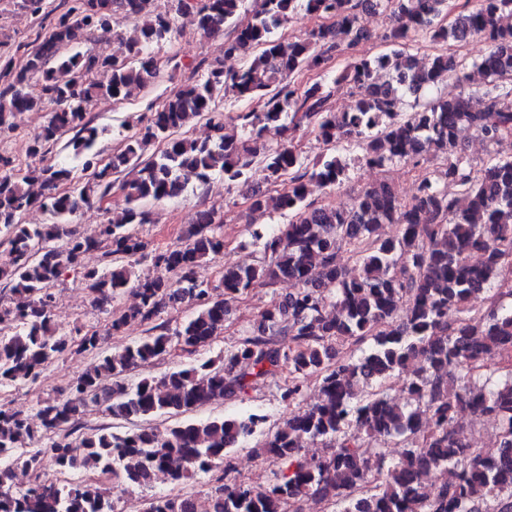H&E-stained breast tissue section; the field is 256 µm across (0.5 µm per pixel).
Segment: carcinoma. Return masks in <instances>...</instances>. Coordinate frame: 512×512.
<instances>
[{"mask_svg":"<svg viewBox=\"0 0 512 512\" xmlns=\"http://www.w3.org/2000/svg\"><path fill=\"white\" fill-rule=\"evenodd\" d=\"M36 17L31 41L1 40L22 64L8 60L0 72V136L15 129L17 114L46 113L29 154L46 157L73 133L66 147L82 170L46 163L25 169L0 154V227L13 256L0 265V388L36 380L67 353L91 351L97 363L75 378L66 396L40 400L30 416L0 406V512H116L102 484L57 478L75 470L108 475L127 488H148L157 473L176 484L221 468L228 454L266 417L189 419L172 425L114 432L83 430L87 412L104 408L114 418L163 417L196 411L216 400L238 398L252 386L288 371L282 399L302 395L306 377L319 379V400L289 418L254 451L282 465L263 488L224 483L202 496L152 495L143 512H299L309 497L332 512H512V158H489L472 171L451 154L462 131L489 142L512 136V0H464L444 23L448 0H13ZM383 11L390 26L381 40L390 52H351L366 38L362 14ZM304 13L328 20L303 36L284 26ZM193 17L205 34L225 33L224 55L246 58L234 72L199 61L192 75L121 137L104 164L97 144L105 129L89 117L98 98L126 101L157 76L155 47L171 38L176 17ZM113 33L124 56L79 50L94 31ZM345 66L332 81L301 85L303 70L324 71L333 53ZM480 39L487 50L475 66L493 91L479 110L473 93L421 98L444 79L461 75L462 60L446 46ZM428 40L445 49L418 60L406 50ZM350 84L357 94L348 112L329 106L333 89ZM231 86L255 107L221 112ZM211 135L188 137L194 119ZM311 124L327 152L309 161L290 144L296 121ZM444 158L436 176H421L405 199L386 182L366 187L346 210L308 201L311 185L338 187L359 166H415ZM256 166L270 189L253 190L250 210L277 214L286 223L252 232L268 260L224 266L216 284L196 269L224 249L223 220L213 209L194 213L183 242L160 253L131 229L151 221L147 205L180 196L188 176L204 184L220 175L229 184ZM124 175L125 205L106 209L97 235H81L70 218L82 205L112 197V176ZM444 179L458 187L441 189ZM44 224H25L34 206ZM386 224L398 227L385 238ZM352 253L355 268L337 261ZM107 265L83 273L97 308L132 291L138 303L111 322L157 320L148 335L108 353L99 334L75 339L55 323L52 287L90 250ZM150 260L143 276L134 266ZM295 291L271 302L251 335L218 361L207 359L159 377L129 379L169 352L172 341L194 352L224 330L232 304L258 284L280 280ZM486 294V307H470ZM187 304L193 312L172 330L161 315ZM404 316H399L400 310ZM290 336L282 350L275 337ZM354 346L330 354L333 346ZM404 378L401 401L384 393ZM491 420L499 446L480 448L457 425L462 410ZM54 433L35 447L39 432ZM404 443L398 458L378 442ZM311 442L323 448L305 453ZM50 459L48 473L44 459ZM30 474L24 486L6 487L14 470Z\"/></svg>","mask_w":512,"mask_h":512,"instance_id":"carcinoma-1","label":"carcinoma"}]
</instances>
